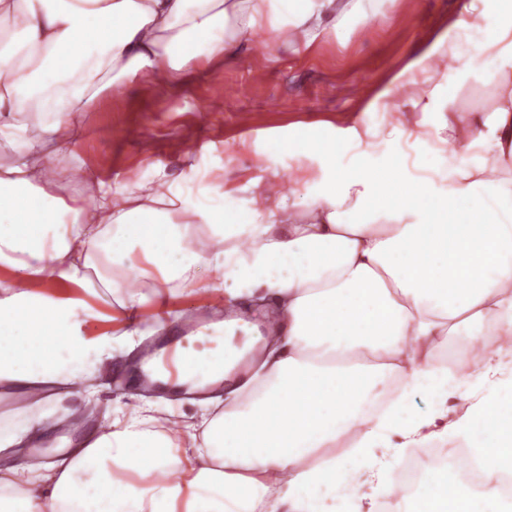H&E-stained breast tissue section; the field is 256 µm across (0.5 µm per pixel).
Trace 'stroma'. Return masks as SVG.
<instances>
[{
    "label": "stroma",
    "instance_id": "35a3bbf8",
    "mask_svg": "<svg viewBox=\"0 0 512 512\" xmlns=\"http://www.w3.org/2000/svg\"><path fill=\"white\" fill-rule=\"evenodd\" d=\"M420 2L412 12L386 6L370 25L308 48L280 42L263 53L242 49L232 62L187 73L178 87L134 80L117 90L105 88L94 111L80 115L86 135L68 164L76 175L90 174L110 184L146 183L161 170L187 182L216 177L224 190L250 196L257 180L274 173L288 178L296 169L287 154L271 149L279 132L294 123H342L360 108L361 90L383 87L422 37L447 25L461 0ZM107 273L104 264H97L71 294L101 313L87 320L86 335H116L112 382L78 381L70 392L34 407L46 430L39 446L41 461L55 458L58 437L84 435L86 428L78 419L83 412L99 428L117 418L140 431L174 424L189 431L200 421L198 406L142 393L131 382V361L151 338L154 307L140 310V335H124L123 324L112 315L125 283L119 279L105 287ZM223 297L222 274L203 269L195 291L172 296L171 304L180 315L193 309L206 313Z\"/></svg>",
    "mask_w": 512,
    "mask_h": 512
}]
</instances>
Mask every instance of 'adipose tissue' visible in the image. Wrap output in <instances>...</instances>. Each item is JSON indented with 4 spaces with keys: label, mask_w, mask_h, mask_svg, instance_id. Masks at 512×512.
<instances>
[{
    "label": "adipose tissue",
    "mask_w": 512,
    "mask_h": 512,
    "mask_svg": "<svg viewBox=\"0 0 512 512\" xmlns=\"http://www.w3.org/2000/svg\"><path fill=\"white\" fill-rule=\"evenodd\" d=\"M377 0H0V385L76 382L110 360L84 334L76 285L103 251L128 313L224 273V307L276 315L267 336L224 326V410L200 433L113 423L35 474L0 467V512H433L434 492L512 512V0H464L343 124L275 142L297 186L249 197L159 174L56 196L104 77L173 84L256 33L299 46L368 25ZM492 87L491 111L462 104ZM211 225L207 251L191 227ZM29 409L0 451L29 444ZM422 477L409 468L419 456ZM93 477L77 481L82 470Z\"/></svg>",
    "instance_id": "1"
}]
</instances>
